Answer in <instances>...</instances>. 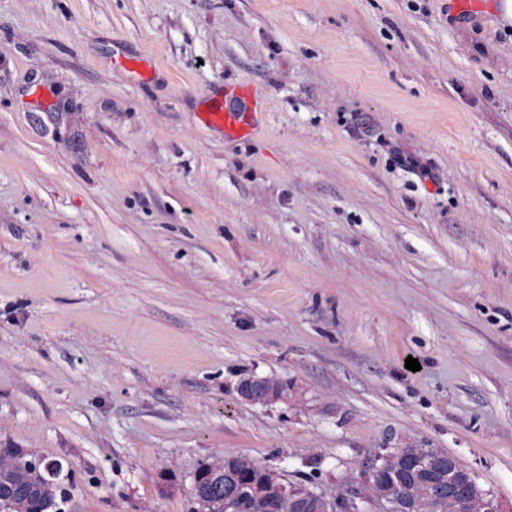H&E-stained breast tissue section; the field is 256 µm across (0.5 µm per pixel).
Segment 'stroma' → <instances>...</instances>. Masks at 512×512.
<instances>
[{
    "instance_id": "35a3bbf8",
    "label": "stroma",
    "mask_w": 512,
    "mask_h": 512,
    "mask_svg": "<svg viewBox=\"0 0 512 512\" xmlns=\"http://www.w3.org/2000/svg\"><path fill=\"white\" fill-rule=\"evenodd\" d=\"M497 2L0 0V448L61 464L62 512H191L224 456L330 493L385 446L512 512ZM230 84L241 139L199 118ZM284 383L268 376L249 374L240 379L237 386L239 397L253 405L270 406L279 402H288V398L298 395L294 386L285 391ZM319 463L313 460H309L308 462L303 459L300 462V467L307 468L309 471L298 469L296 472L298 473V477L296 479L291 480L295 483L298 491L304 492L306 490H314L316 489V480L319 478L321 474Z\"/></svg>"
}]
</instances>
